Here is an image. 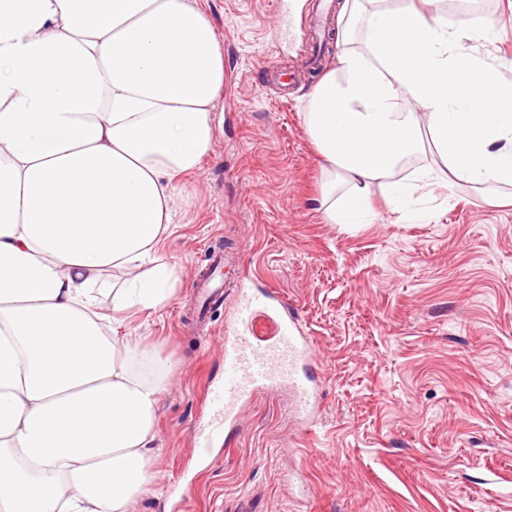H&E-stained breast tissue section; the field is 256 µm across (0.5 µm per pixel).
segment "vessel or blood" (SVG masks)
Wrapping results in <instances>:
<instances>
[{
    "label": "vessel or blood",
    "instance_id": "1",
    "mask_svg": "<svg viewBox=\"0 0 512 512\" xmlns=\"http://www.w3.org/2000/svg\"><path fill=\"white\" fill-rule=\"evenodd\" d=\"M227 262L223 248L214 246L194 281L199 309L222 298ZM220 343L224 378L206 388V412L192 429L198 453H207L222 443L243 405L276 388H287L303 425L315 422L322 395L311 372L315 363L313 340L277 290H243L234 313V328L221 336Z\"/></svg>",
    "mask_w": 512,
    "mask_h": 512
}]
</instances>
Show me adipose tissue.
Instances as JSON below:
<instances>
[{
  "label": "adipose tissue",
  "mask_w": 512,
  "mask_h": 512,
  "mask_svg": "<svg viewBox=\"0 0 512 512\" xmlns=\"http://www.w3.org/2000/svg\"><path fill=\"white\" fill-rule=\"evenodd\" d=\"M426 2L339 0L336 63L302 112L327 223H371L377 189L404 219L437 188L512 185V80L472 48L497 23ZM223 89L191 0H0V512H130L155 494L173 370L112 324L177 291L157 246Z\"/></svg>",
  "instance_id": "ef3b65f1"
}]
</instances>
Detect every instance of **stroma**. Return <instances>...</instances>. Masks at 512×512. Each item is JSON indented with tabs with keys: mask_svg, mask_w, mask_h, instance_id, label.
Instances as JSON below:
<instances>
[{
	"mask_svg": "<svg viewBox=\"0 0 512 512\" xmlns=\"http://www.w3.org/2000/svg\"><path fill=\"white\" fill-rule=\"evenodd\" d=\"M224 49L215 139L180 178L174 232L160 255L180 273L159 313L118 325L147 337L174 368L153 450L159 495L130 512H172L163 490L184 475V512H512V205L469 185L452 202L419 200L423 221L397 222L381 192L371 224H328L316 200L322 160L300 112L335 61L336 15L299 0L295 40L274 0H198ZM499 20L479 53L512 63V0L448 6L449 21ZM233 246L210 339L180 324L194 274L217 241ZM276 288L312 336L322 413L303 430L287 391L243 407L222 447L196 461L192 428L210 381L224 374L218 341L241 272ZM302 471L303 500L287 473Z\"/></svg>",
	"mask_w": 512,
	"mask_h": 512,
	"instance_id": "obj_1",
	"label": "stroma"
}]
</instances>
